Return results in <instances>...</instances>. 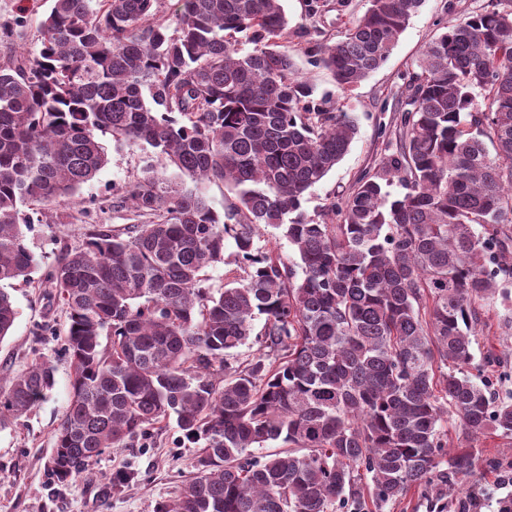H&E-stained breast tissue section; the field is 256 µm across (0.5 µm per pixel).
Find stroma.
<instances>
[{
  "mask_svg": "<svg viewBox=\"0 0 512 512\" xmlns=\"http://www.w3.org/2000/svg\"><path fill=\"white\" fill-rule=\"evenodd\" d=\"M51 4L52 0H0V23L26 14L21 44L29 52H38V23ZM507 5V0H424L384 64L344 92L337 88L329 70L310 64L306 49L342 39L352 22L364 14L367 0H283L291 30L282 48L312 90L310 107L350 113L358 125L349 152L309 191L305 203L309 214L345 197L361 174L395 152L399 140L396 117L425 45L444 32L449 21ZM103 143L107 165L82 186L77 200L67 201L66 206H106L103 223L120 227L125 225L127 213L110 210L109 202L156 165L157 158L152 150L119 145L108 136ZM87 230L82 223L33 224L26 232V242L41 264L32 283L17 280L12 285L18 316L9 335L0 340V378L12 377L42 357L55 367L56 384L44 402L0 430V512H157L192 474L201 448L200 442L172 427L152 435L143 447L106 450L93 463L91 475L65 485L53 478L54 429L67 408L70 390V364L62 350L68 323L61 303H47L37 283L53 264L60 244L81 243ZM484 321L473 342V364L481 377L492 378L495 391L505 398L512 395V310L492 302L485 307ZM490 352L508 365V372L492 373L485 364ZM476 470L475 485L458 486L455 493L447 495L431 483L412 498L387 507L386 512H458L463 503L471 512H501V501L512 497V439L494 434L480 439Z\"/></svg>",
  "mask_w": 512,
  "mask_h": 512,
  "instance_id": "obj_1",
  "label": "stroma"
}]
</instances>
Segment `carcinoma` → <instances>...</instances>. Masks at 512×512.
Returning <instances> with one entry per match:
<instances>
[{"instance_id":"cac0c4a2","label":"carcinoma","mask_w":512,"mask_h":512,"mask_svg":"<svg viewBox=\"0 0 512 512\" xmlns=\"http://www.w3.org/2000/svg\"><path fill=\"white\" fill-rule=\"evenodd\" d=\"M156 2L54 0L36 54L16 48L25 17L0 24V282L40 264L21 225L106 166L98 135L159 162L112 202L130 223H92L40 283L69 315L57 481L172 422L205 447L158 512H380L473 476L475 441L512 438V402L469 373L484 301L512 302V8L450 21L425 46L399 149L316 219L306 194L357 124L303 105L282 0H183L174 27ZM421 2L369 0L313 63L355 87ZM212 182L234 193L222 215ZM263 226L296 261L256 245ZM228 243L235 268L215 291L203 272ZM17 315L0 288V340ZM251 337L257 354L234 365ZM54 385L43 359L1 378L0 430ZM450 422L468 445L448 449Z\"/></svg>"}]
</instances>
